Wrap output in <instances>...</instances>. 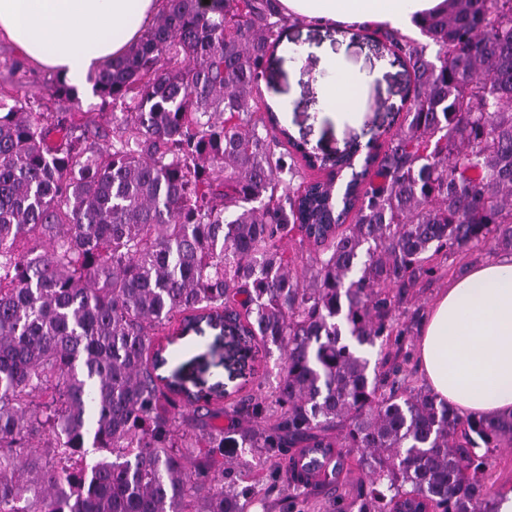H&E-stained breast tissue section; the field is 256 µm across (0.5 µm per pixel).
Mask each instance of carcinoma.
<instances>
[{"label": "carcinoma", "instance_id": "obj_1", "mask_svg": "<svg viewBox=\"0 0 512 512\" xmlns=\"http://www.w3.org/2000/svg\"><path fill=\"white\" fill-rule=\"evenodd\" d=\"M417 27L427 42L378 30L412 102L375 171L336 193L294 184L295 156L340 171L354 153L309 152L255 96L279 0H163L89 77L121 108L105 147L87 112L0 96V512H247L251 466L273 475L292 443L337 469L360 454L371 480L349 510L495 512L484 471L512 415L381 393L360 352L394 334L389 291L431 254L512 252V0H446ZM203 319L282 359L230 405L247 422L231 442L183 419L208 395L154 376L158 337ZM312 475L286 470L296 489Z\"/></svg>", "mask_w": 512, "mask_h": 512}]
</instances>
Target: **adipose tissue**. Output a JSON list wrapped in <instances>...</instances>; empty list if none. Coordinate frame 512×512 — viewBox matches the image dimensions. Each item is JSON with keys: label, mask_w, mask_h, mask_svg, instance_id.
<instances>
[{"label": "adipose tissue", "mask_w": 512, "mask_h": 512, "mask_svg": "<svg viewBox=\"0 0 512 512\" xmlns=\"http://www.w3.org/2000/svg\"><path fill=\"white\" fill-rule=\"evenodd\" d=\"M444 0H280L282 13L321 25L400 28ZM161 0H0V38L31 63L85 89L93 65L137 42ZM325 111H356L361 78L330 50ZM420 363L438 399L463 412L512 414V256L473 266L430 309Z\"/></svg>", "instance_id": "adipose-tissue-1"}]
</instances>
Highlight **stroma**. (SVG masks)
<instances>
[{
  "instance_id": "obj_1",
  "label": "stroma",
  "mask_w": 512,
  "mask_h": 512,
  "mask_svg": "<svg viewBox=\"0 0 512 512\" xmlns=\"http://www.w3.org/2000/svg\"><path fill=\"white\" fill-rule=\"evenodd\" d=\"M324 43L343 52L345 62L366 80V89L355 117L335 116L320 105V86L325 72L308 49ZM19 54L6 40L0 39V89L25 97L38 112H62L70 109L68 100L52 93L56 75L33 64L23 70L13 69ZM413 76L402 60L388 50L384 40L372 29L348 26L316 25L303 20H289L281 42L269 58L259 87L262 100L275 112L281 127L296 141L319 154H342L352 147L386 146L402 124L410 105ZM491 247L467 254L441 250L433 260L434 272L415 287L391 290L392 320L400 336L385 346L364 350L370 366L392 374L405 392L427 389V380L418 359V342L423 322L439 293L472 266L499 258ZM278 351H265L258 337L242 336L234 326H215L200 322L157 369L159 376L178 378L192 391L211 395L215 404L210 416L195 418L196 426L224 428L236 434L241 427L228 405L255 388L258 382L274 386L279 379ZM350 471L338 491L312 484L299 493L289 487L285 477L263 481L261 495L248 512H293L297 502H304L306 512H329V501L355 500L368 484L367 472L357 455H349Z\"/></svg>"
}]
</instances>
